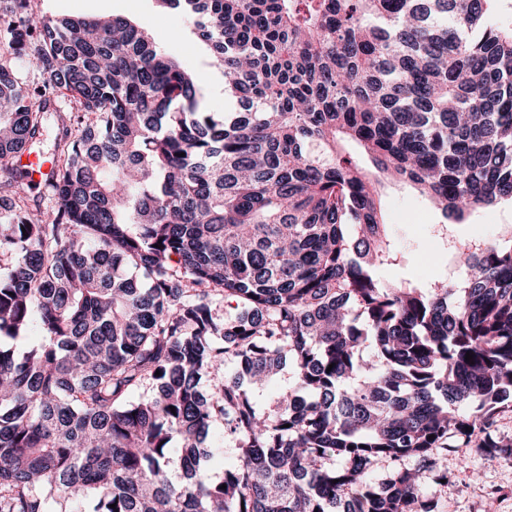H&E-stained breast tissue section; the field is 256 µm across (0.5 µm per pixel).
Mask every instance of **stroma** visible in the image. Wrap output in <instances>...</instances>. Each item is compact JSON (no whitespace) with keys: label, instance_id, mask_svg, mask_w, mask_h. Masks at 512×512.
<instances>
[{"label":"stroma","instance_id":"stroma-1","mask_svg":"<svg viewBox=\"0 0 512 512\" xmlns=\"http://www.w3.org/2000/svg\"><path fill=\"white\" fill-rule=\"evenodd\" d=\"M40 15L121 16L144 30L164 46L189 70L204 78L203 103L211 112L238 110L239 105L224 91V76L210 67L209 47L198 39L187 18L164 8L159 0H34ZM385 222L395 238L403 262L402 271L386 272L387 281H399L401 275L427 282L454 277L458 267L452 255L438 245L432 226L439 220L428 201L407 188L389 187L382 198ZM456 235L499 240L512 237V202L500 201L494 207L474 213L467 223L452 227ZM448 486L438 492L440 512H512V461L492 460L482 455L477 442L462 443L449 452ZM497 490L496 499L488 491Z\"/></svg>","mask_w":512,"mask_h":512}]
</instances>
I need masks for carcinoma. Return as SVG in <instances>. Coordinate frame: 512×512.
Returning a JSON list of instances; mask_svg holds the SVG:
<instances>
[{
	"instance_id": "cac0c4a2",
	"label": "carcinoma",
	"mask_w": 512,
	"mask_h": 512,
	"mask_svg": "<svg viewBox=\"0 0 512 512\" xmlns=\"http://www.w3.org/2000/svg\"><path fill=\"white\" fill-rule=\"evenodd\" d=\"M32 2L0 0V177L27 193L52 117L54 174L46 220L0 197V512H435L449 439L512 461V240L451 234L512 200L493 0H160L244 112L127 19ZM387 184L462 275L383 279Z\"/></svg>"
}]
</instances>
